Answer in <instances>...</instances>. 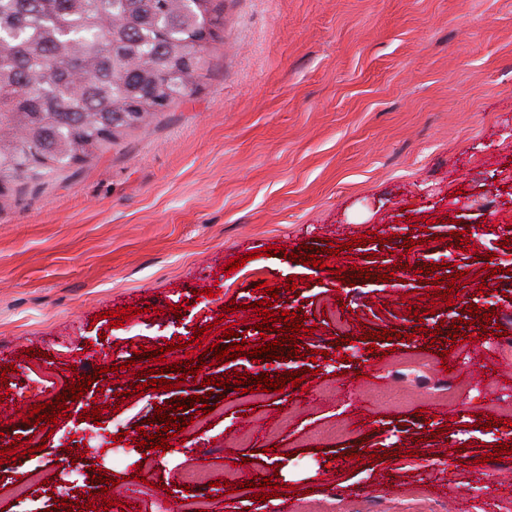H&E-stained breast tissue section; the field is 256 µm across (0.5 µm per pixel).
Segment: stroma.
Masks as SVG:
<instances>
[{
	"label": "stroma",
	"mask_w": 512,
	"mask_h": 512,
	"mask_svg": "<svg viewBox=\"0 0 512 512\" xmlns=\"http://www.w3.org/2000/svg\"><path fill=\"white\" fill-rule=\"evenodd\" d=\"M213 6L224 28L188 97L94 158L0 197V368L15 367L0 402V425L15 434L0 435V449L14 438L47 441L0 464V512H67L96 491V468L132 492L136 512H155L161 498L168 512H183L190 466L207 474L198 488L207 512H279L250 497V484L268 477L296 488L293 512H512V496L496 492L512 472L503 450L512 425L476 422L512 388L474 361L441 366L454 325L459 339L476 336L482 355L512 363V346L492 337L512 334V0ZM460 224L469 228L462 247L452 235ZM373 230L387 243L351 244ZM304 244L339 248L373 272L403 269L385 283L372 275L350 285L289 261ZM269 245L283 255L264 256ZM236 258L243 268L228 270ZM426 264L444 276L467 272L452 304H430L435 287L418 275ZM486 267L493 275L479 279ZM264 281L279 291L274 313L306 317L298 355L216 364L209 348L224 344V331L258 342L251 306ZM413 291L424 319L407 316L403 296ZM477 294L495 315L459 324ZM126 306L138 314L121 325L101 317ZM366 328L399 336L372 347ZM140 344L164 347L168 365L203 360L198 380L170 371L178 388L131 395L155 366L135 360ZM419 355L431 361L427 381L398 374L397 360ZM310 365L318 375L281 392L213 387L207 403L180 409L201 416L169 450L140 444L157 432L156 407L185 403L201 379ZM85 374L94 382L52 435L22 423L30 405L55 400ZM207 404L214 413L203 414ZM97 407L101 422L83 419ZM498 447L500 461L481 462ZM380 451L390 460L371 461ZM147 454L150 467H140ZM230 468L244 483L232 494L223 486Z\"/></svg>",
	"instance_id": "stroma-1"
}]
</instances>
